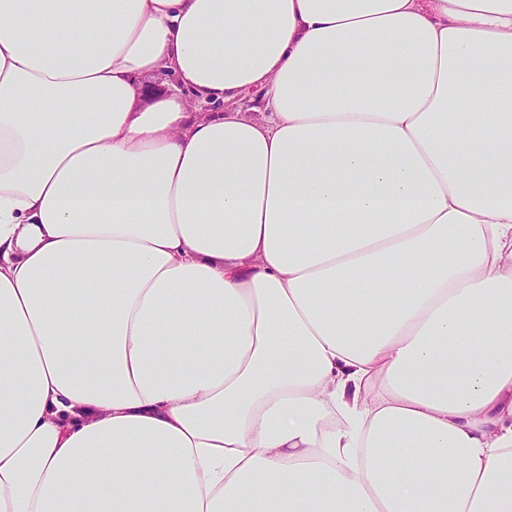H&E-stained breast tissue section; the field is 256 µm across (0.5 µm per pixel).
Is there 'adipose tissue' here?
Returning a JSON list of instances; mask_svg holds the SVG:
<instances>
[{"instance_id":"ef3b65f1","label":"adipose tissue","mask_w":512,"mask_h":512,"mask_svg":"<svg viewBox=\"0 0 512 512\" xmlns=\"http://www.w3.org/2000/svg\"><path fill=\"white\" fill-rule=\"evenodd\" d=\"M0 512H512V0H0ZM180 87L170 74L161 72L143 81L136 98V107H144L170 93H176Z\"/></svg>"}]
</instances>
